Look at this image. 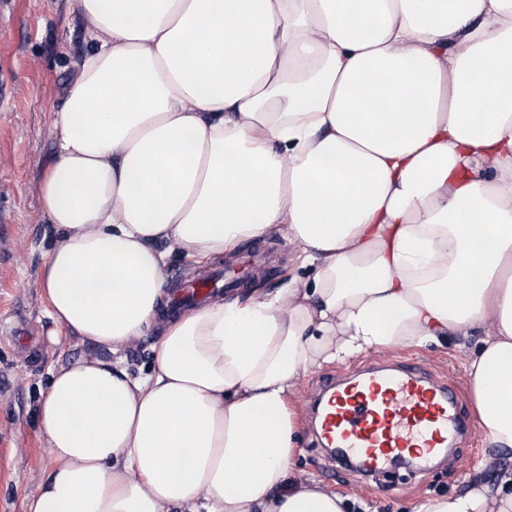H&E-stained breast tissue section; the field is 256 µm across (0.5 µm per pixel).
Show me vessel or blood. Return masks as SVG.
Instances as JSON below:
<instances>
[{
  "label": "vessel or blood",
  "mask_w": 512,
  "mask_h": 512,
  "mask_svg": "<svg viewBox=\"0 0 512 512\" xmlns=\"http://www.w3.org/2000/svg\"><path fill=\"white\" fill-rule=\"evenodd\" d=\"M238 278L233 267L225 269L223 280L185 283L174 302H198ZM314 421L318 441L355 459L366 476L379 475L401 458L431 461L471 434L470 418L459 407L454 386L409 361L389 368L367 365L325 381Z\"/></svg>",
  "instance_id": "vessel-or-blood-1"
}]
</instances>
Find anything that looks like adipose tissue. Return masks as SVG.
Listing matches in <instances>:
<instances>
[{"label": "adipose tissue", "instance_id": "ef3b65f1", "mask_svg": "<svg viewBox=\"0 0 512 512\" xmlns=\"http://www.w3.org/2000/svg\"><path fill=\"white\" fill-rule=\"evenodd\" d=\"M91 50L53 120L41 285L150 373L84 358L37 408L25 512H353L296 475L288 395L380 347L485 333L467 358L512 449V0H75ZM280 230L304 288L168 315L165 260ZM415 512H512V472Z\"/></svg>", "mask_w": 512, "mask_h": 512}]
</instances>
